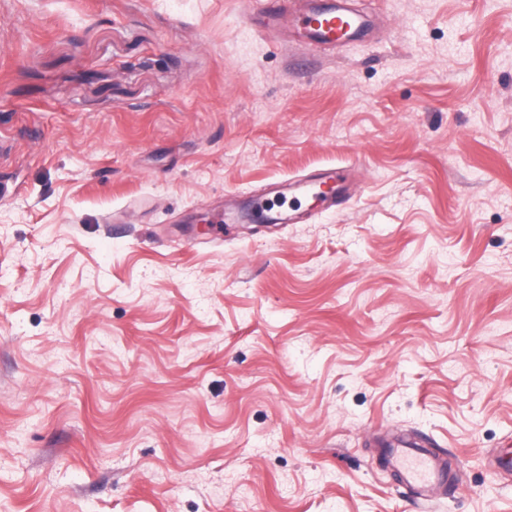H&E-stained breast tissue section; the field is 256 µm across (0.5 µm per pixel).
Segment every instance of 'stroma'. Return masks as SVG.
I'll return each mask as SVG.
<instances>
[{"instance_id": "1", "label": "stroma", "mask_w": 512, "mask_h": 512, "mask_svg": "<svg viewBox=\"0 0 512 512\" xmlns=\"http://www.w3.org/2000/svg\"><path fill=\"white\" fill-rule=\"evenodd\" d=\"M348 3L309 50L245 0H0V512H512V0ZM348 171L347 169H329L321 176L319 182L306 183L302 187L306 188V192L312 190L319 183H326L330 185L331 194L324 202H329L331 205L336 204L342 197L345 190L346 176L343 172ZM301 187V188H302ZM278 197L285 198L288 208L293 210V208L297 207V205H300V199L297 195L292 194L291 198H288L285 194L279 193L276 195L273 199H276ZM270 198L265 197H259L252 201L249 208L242 214L235 213L231 209H229L228 206L224 208V224H230L234 221L236 222H248V223H254L260 221L262 218L267 217V212L264 209V203L273 200ZM385 460L401 474L403 484L409 489H419L424 500L435 498L448 486V468L443 459L429 455L404 438L386 443Z\"/></svg>"}]
</instances>
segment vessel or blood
I'll return each instance as SVG.
<instances>
[{"instance_id":"obj_1","label":"vessel or blood","mask_w":512,"mask_h":512,"mask_svg":"<svg viewBox=\"0 0 512 512\" xmlns=\"http://www.w3.org/2000/svg\"><path fill=\"white\" fill-rule=\"evenodd\" d=\"M247 16L260 34L289 32L308 46L345 44L363 37L366 22L353 15L344 0H281L278 7L248 0ZM264 198H256L241 214L225 210V223H254L266 217ZM385 460L394 465L408 488L419 489L424 499L435 498L448 485V468L443 459L417 449L404 438L389 441Z\"/></svg>"}]
</instances>
